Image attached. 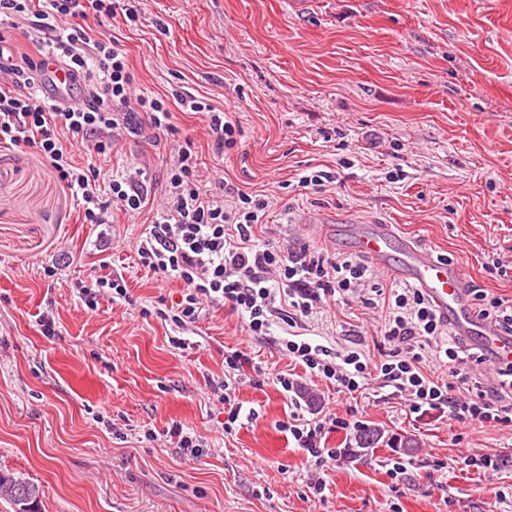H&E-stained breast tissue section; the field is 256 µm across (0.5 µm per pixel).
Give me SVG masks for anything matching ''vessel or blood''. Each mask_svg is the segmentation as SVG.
<instances>
[{
    "instance_id": "vessel-or-blood-1",
    "label": "vessel or blood",
    "mask_w": 512,
    "mask_h": 512,
    "mask_svg": "<svg viewBox=\"0 0 512 512\" xmlns=\"http://www.w3.org/2000/svg\"><path fill=\"white\" fill-rule=\"evenodd\" d=\"M45 78L57 100L67 101L71 85L67 70L59 64H49ZM345 232L352 249L368 263L420 289L447 322L453 336L475 341L489 363L512 360V336L503 335L493 323L476 315L461 265L441 259L431 249L400 236L390 224L355 223Z\"/></svg>"
}]
</instances>
